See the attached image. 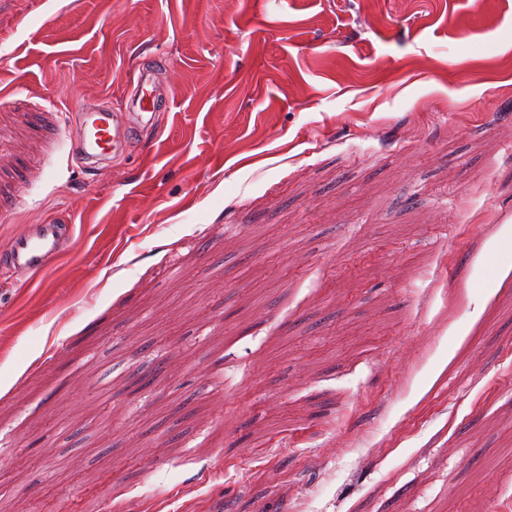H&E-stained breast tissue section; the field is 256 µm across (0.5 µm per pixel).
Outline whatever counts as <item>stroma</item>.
<instances>
[{
    "label": "stroma",
    "mask_w": 512,
    "mask_h": 512,
    "mask_svg": "<svg viewBox=\"0 0 512 512\" xmlns=\"http://www.w3.org/2000/svg\"><path fill=\"white\" fill-rule=\"evenodd\" d=\"M48 222L0 512H512V0H0V260ZM155 102L156 95L152 74L149 70L142 69L139 71L128 102L129 109L135 113L139 124L146 126L151 123ZM78 112L77 143L87 159H108L121 150L125 132L112 124L109 109L89 111L81 108ZM70 224H33L26 234L9 244L5 255L7 268L39 276L61 253L65 241L73 233Z\"/></svg>",
    "instance_id": "35a3bbf8"
}]
</instances>
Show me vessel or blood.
<instances>
[{
    "label": "vessel or blood",
    "instance_id": "vessel-or-blood-1",
    "mask_svg": "<svg viewBox=\"0 0 512 512\" xmlns=\"http://www.w3.org/2000/svg\"><path fill=\"white\" fill-rule=\"evenodd\" d=\"M156 95L149 70H140L129 96L128 106L141 125L153 119ZM77 142L86 158L102 160L118 153L125 133L112 122L108 109L81 110L76 125ZM73 232L69 224H35L14 238L5 255L8 269L33 276L43 274L61 253Z\"/></svg>",
    "mask_w": 512,
    "mask_h": 512
}]
</instances>
